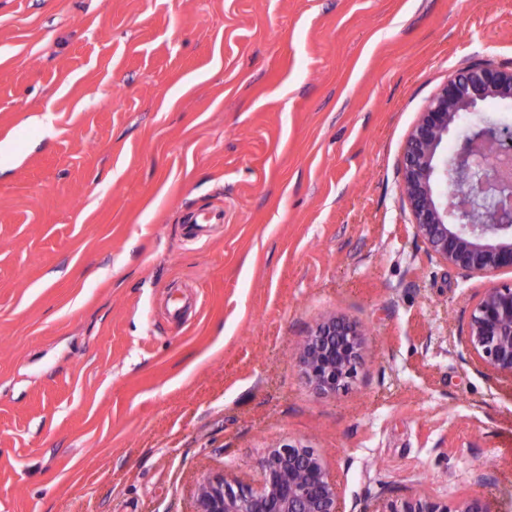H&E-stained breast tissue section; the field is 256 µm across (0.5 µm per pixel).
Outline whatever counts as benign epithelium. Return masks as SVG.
<instances>
[{"label":"benign epithelium","mask_w":512,"mask_h":512,"mask_svg":"<svg viewBox=\"0 0 512 512\" xmlns=\"http://www.w3.org/2000/svg\"><path fill=\"white\" fill-rule=\"evenodd\" d=\"M512 101V68L473 62L443 85L405 143L400 190L415 233L428 253L465 275L512 268V127L477 128L448 153V137L463 116L492 102ZM500 157L487 167L485 152ZM463 179L469 194L448 203V181ZM363 330L332 315L298 345L295 358L315 390L334 394L356 378ZM465 346L473 360L512 377V283L493 286L469 304ZM339 488L318 452L301 443L268 450L256 485L220 474L197 487L195 512H338ZM373 512H486L478 498L448 503L425 492L388 497Z\"/></svg>","instance_id":"obj_1"}]
</instances>
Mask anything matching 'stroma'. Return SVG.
I'll list each match as a JSON object with an SVG mask.
<instances>
[{
    "instance_id": "obj_1",
    "label": "stroma",
    "mask_w": 512,
    "mask_h": 512,
    "mask_svg": "<svg viewBox=\"0 0 512 512\" xmlns=\"http://www.w3.org/2000/svg\"><path fill=\"white\" fill-rule=\"evenodd\" d=\"M477 60L512 67V0H0V512H195L295 442L342 512H512V380L464 346L512 269L429 256L399 190ZM330 314L367 336L321 395L293 353ZM364 512H487L479 498L448 503L425 492L404 497L383 499L378 508Z\"/></svg>"
}]
</instances>
